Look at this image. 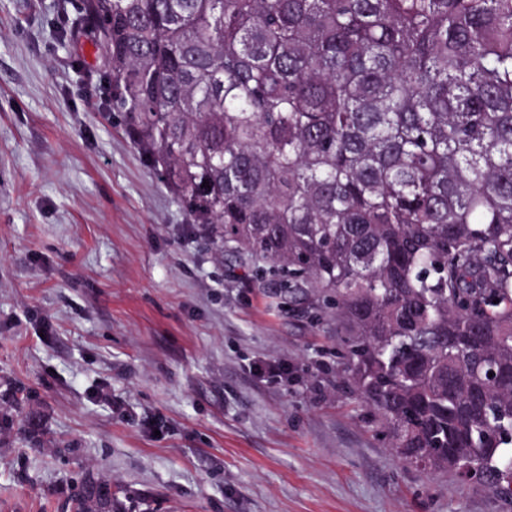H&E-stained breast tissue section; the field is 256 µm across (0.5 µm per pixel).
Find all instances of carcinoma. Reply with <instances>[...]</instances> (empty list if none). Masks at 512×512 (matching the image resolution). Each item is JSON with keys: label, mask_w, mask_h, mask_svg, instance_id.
<instances>
[{"label": "carcinoma", "mask_w": 512, "mask_h": 512, "mask_svg": "<svg viewBox=\"0 0 512 512\" xmlns=\"http://www.w3.org/2000/svg\"><path fill=\"white\" fill-rule=\"evenodd\" d=\"M84 10L136 146L253 277L320 291L395 453L512 499V0Z\"/></svg>", "instance_id": "obj_1"}]
</instances>
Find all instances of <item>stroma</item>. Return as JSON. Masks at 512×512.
Returning a JSON list of instances; mask_svg holds the SVG:
<instances>
[{
	"mask_svg": "<svg viewBox=\"0 0 512 512\" xmlns=\"http://www.w3.org/2000/svg\"><path fill=\"white\" fill-rule=\"evenodd\" d=\"M81 0H0V512H512L397 457L335 321L210 243Z\"/></svg>",
	"mask_w": 512,
	"mask_h": 512,
	"instance_id": "1",
	"label": "stroma"
}]
</instances>
